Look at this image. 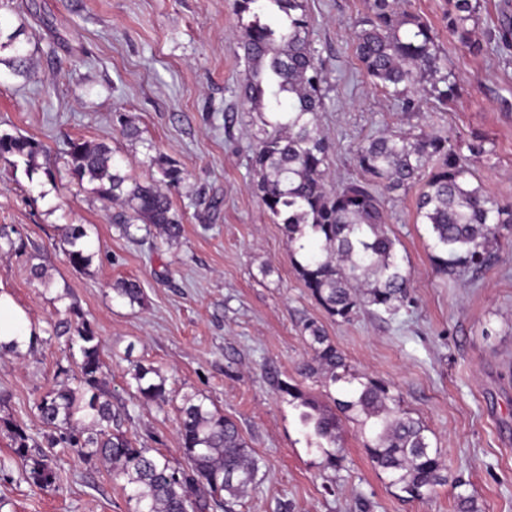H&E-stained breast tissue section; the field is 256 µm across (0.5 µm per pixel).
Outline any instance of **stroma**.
Wrapping results in <instances>:
<instances>
[{"mask_svg":"<svg viewBox=\"0 0 512 512\" xmlns=\"http://www.w3.org/2000/svg\"><path fill=\"white\" fill-rule=\"evenodd\" d=\"M470 54L448 34L447 0H408L438 34L441 67L460 95L439 111L424 89L419 109L402 111L374 88L351 45L366 0H307L311 40L323 62L326 110L319 126L332 145V183L358 178L359 143L396 131L481 136L490 157L471 160L484 191L512 202V48L494 35L512 0H479ZM25 26L29 75L0 64V134L42 147L34 169L0 160V293L26 314L38 338L27 352L0 354V512H135L108 465L49 447L37 403L73 385L78 349L55 336L77 306L103 346V372L124 431L138 446L180 458L184 396H204L234 421L259 463L255 485L232 512H460L472 496L478 512H512V238L494 265L449 275L432 259L426 225L416 221L418 188L384 198L387 225L411 274L413 303L395 315L368 313L344 322L316 301L291 263L287 237L255 188L251 150L260 122L240 87L243 30L234 0H0V32ZM137 128L136 139L122 135ZM103 142L143 180L152 156L175 159L184 179L172 189L183 233L155 227L129 240L114 219L121 204L101 200L93 183L73 179L71 140ZM84 225L91 264L73 268L62 228ZM44 269L34 278L33 266ZM137 280L143 301L118 297L114 284ZM315 321L351 368L391 384L400 409L421 419L449 471L425 500L407 498L376 468L369 430L354 415L341 422L344 461L331 469L309 447L283 382L324 399L323 376L307 378L304 320ZM158 369L167 403L135 395L133 363ZM52 459L57 480L42 490L12 463L10 429Z\"/></svg>","mask_w":512,"mask_h":512,"instance_id":"stroma-1","label":"stroma"}]
</instances>
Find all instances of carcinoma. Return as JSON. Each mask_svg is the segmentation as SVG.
Here are the masks:
<instances>
[{
	"label": "carcinoma",
	"instance_id": "obj_1",
	"mask_svg": "<svg viewBox=\"0 0 512 512\" xmlns=\"http://www.w3.org/2000/svg\"><path fill=\"white\" fill-rule=\"evenodd\" d=\"M239 19H247L239 43L248 66L241 96L260 118V137L250 158L258 177L260 199L291 245V261L311 295L333 317L348 321L358 311L394 315L411 303L410 275L390 235L382 196L422 184L416 202V223L427 225L434 261L452 273L460 266L485 269L494 260V247L512 235V203L503 204L474 184L467 157L449 144L448 137L396 132L365 140L356 150L361 179L338 186L329 184L331 143L320 130L318 113L325 111L324 75L310 39L312 20L305 0H235ZM478 0H448V35L470 53L484 52L476 38ZM21 28L0 41V51L12 71L25 75L30 57ZM355 55L373 85L416 108L409 92L429 82L436 100L445 105L458 94L450 74L437 76V34L403 0H366V12L353 31ZM40 146L23 135L0 134V159L22 158L30 164ZM71 175L98 183L97 194L120 201L128 214L120 217L122 232L135 239L143 224L161 227L167 238L183 232L182 218L163 187H176L184 172L176 160L160 153L150 159L157 176L138 181L122 169L112 148L81 139L68 144ZM86 236L80 224L63 229L70 246L68 258L85 268L92 254L79 244ZM114 291L132 303H141L143 291L136 280L117 283ZM76 320L57 323L56 333L70 335L79 345L76 387L48 391L38 404L43 423L57 431L51 444L72 449L83 459H102L112 465L114 480L124 481L135 501V512H209L235 499L255 484L259 465L234 421L210 409L196 395L184 397L179 436L184 462L151 455L139 448L121 427L112 409L103 377L104 363L98 337L81 312ZM309 333L311 358L299 367L302 376L322 373L325 386L339 385L330 396V409L287 382L279 385L301 408L299 419L310 444L328 446L327 464L341 466L334 451L340 441L341 418L351 414L371 422L367 445L371 461L390 483L413 499H423L448 481L447 465L432 446L428 428L395 410L398 397L383 381L351 369L343 353L313 321ZM132 379L136 396L161 404L168 394L159 371L140 363ZM13 454L29 466L33 484L45 489L54 484L52 460L30 452L29 436L11 430Z\"/></svg>",
	"mask_w": 512,
	"mask_h": 512
}]
</instances>
